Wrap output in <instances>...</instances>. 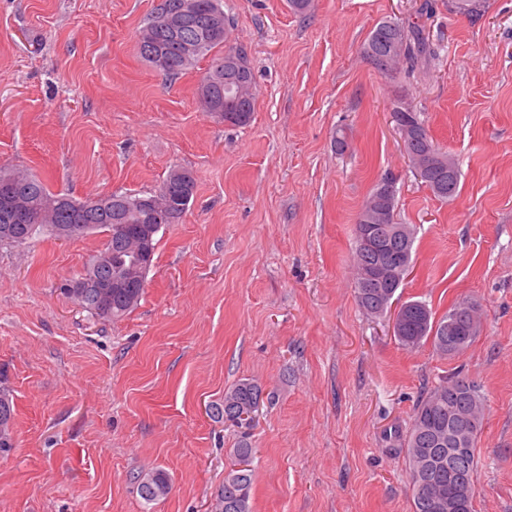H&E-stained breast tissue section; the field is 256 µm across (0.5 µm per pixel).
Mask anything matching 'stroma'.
<instances>
[{
	"label": "stroma",
	"mask_w": 512,
	"mask_h": 512,
	"mask_svg": "<svg viewBox=\"0 0 512 512\" xmlns=\"http://www.w3.org/2000/svg\"><path fill=\"white\" fill-rule=\"evenodd\" d=\"M421 0H223L256 84L252 120L204 112V57L170 78L136 31L160 0H0V167L75 198L157 190L192 171L140 303L107 321L65 289L105 242L41 234L0 246V385L14 443L0 512H209L240 430L211 405L242 379L264 398L250 431L252 512H412L400 450L424 392L453 373L484 398L476 512H512V0L478 21L432 0L423 74L380 75L361 48ZM461 171L442 201L411 168L397 90ZM344 128L349 148L337 153ZM391 177L413 226L399 302L476 304L468 348L399 344L359 307L358 213ZM164 470L145 503L137 474Z\"/></svg>",
	"instance_id": "stroma-1"
}]
</instances>
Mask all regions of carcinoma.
Returning a JSON list of instances; mask_svg holds the SVG:
<instances>
[{
    "mask_svg": "<svg viewBox=\"0 0 512 512\" xmlns=\"http://www.w3.org/2000/svg\"><path fill=\"white\" fill-rule=\"evenodd\" d=\"M182 9L183 26L172 34L164 26V15ZM486 0H448V11L465 14L474 21L484 17ZM222 16L223 25L231 28L224 16L222 0H162L160 7L147 17L137 32V49L147 63L152 60L146 51L164 50L168 59L159 71L168 77H177L192 69L213 49L224 46V34L205 33L210 14ZM362 54L381 75L392 76L398 65H406L415 72L437 55V48L423 36L415 22L386 19L377 23L362 47ZM206 112H237L242 119L236 125H246L252 118L255 101V81L248 56L242 62L223 57L212 60L203 76ZM393 111L409 114L410 123L418 130L408 149L430 156L448 155L434 143L420 111L404 95L394 99ZM0 179L11 180L22 189L19 207L29 215V223L18 225L19 239L24 244L42 230L65 238V230L72 224H95L103 230L107 240L81 275L83 288L66 289L70 299L88 313L102 319L116 320L132 310L142 295V288H114L109 301H104L96 282L105 275L133 279L146 283L150 265L141 266L131 261L128 243L121 228L142 223L141 214L130 206L127 193L108 195L106 209L90 208L81 213L74 208V199L68 194L51 191L40 179L29 173L0 168ZM461 171L457 162L444 165L434 162L423 180L433 195L443 201L458 193ZM388 223L378 224L373 230V244L356 239V268L366 271L367 277L355 281V294L361 309L372 318H382L392 307L396 291L373 276L376 267L395 264L399 281H404L412 264L415 238H405L395 232L398 226L396 201L387 210ZM400 345L413 348L426 338L432 340L435 350L454 356L474 340L478 326L474 306L466 300L453 305L448 313L437 318L422 301L401 304L397 314ZM262 400L261 387L249 380H241L224 392V403L215 405L224 421L248 428L254 422L252 413ZM248 418H242V415ZM14 409L9 390L0 389V450L13 438ZM484 413L481 395L475 385L463 377L452 376L429 389L417 405L411 427L401 446L408 463L413 486V512H474L477 460L475 450L483 428ZM138 491L145 502L151 503L169 491L168 475L155 470L137 477ZM252 475L250 469L229 471L224 484L214 495L211 512H251Z\"/></svg>",
    "mask_w": 512,
    "mask_h": 512,
    "instance_id": "carcinoma-1",
    "label": "carcinoma"
}]
</instances>
